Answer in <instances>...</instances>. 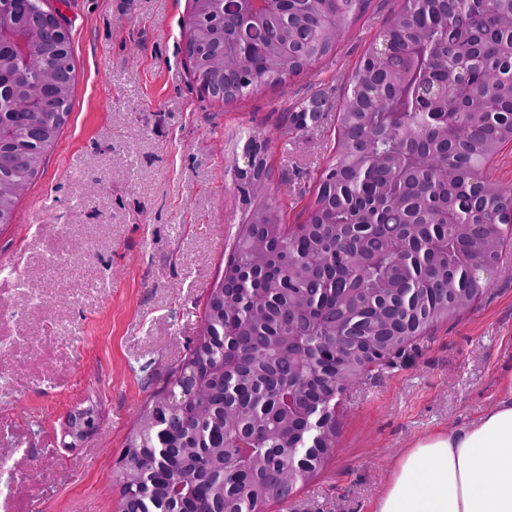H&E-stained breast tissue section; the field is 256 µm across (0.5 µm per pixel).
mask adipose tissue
<instances>
[{"label": "adipose tissue", "mask_w": 512, "mask_h": 512, "mask_svg": "<svg viewBox=\"0 0 512 512\" xmlns=\"http://www.w3.org/2000/svg\"><path fill=\"white\" fill-rule=\"evenodd\" d=\"M374 512H512V394L476 421L418 440Z\"/></svg>", "instance_id": "ef3b65f1"}]
</instances>
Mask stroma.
<instances>
[{"label":"stroma","mask_w":512,"mask_h":512,"mask_svg":"<svg viewBox=\"0 0 512 512\" xmlns=\"http://www.w3.org/2000/svg\"><path fill=\"white\" fill-rule=\"evenodd\" d=\"M71 34L72 108L45 165L0 225V512H119L115 462L141 405L201 332L248 211L234 158L273 134L269 203L288 223L313 197L335 112L290 131L298 103L340 98L401 7L372 0L334 54L283 85L224 103L181 52L191 0H48ZM512 252L464 315L373 367L344 400L325 467L271 512H373L422 436L469 423L512 387ZM96 433L71 448L73 410Z\"/></svg>","instance_id":"1"}]
</instances>
